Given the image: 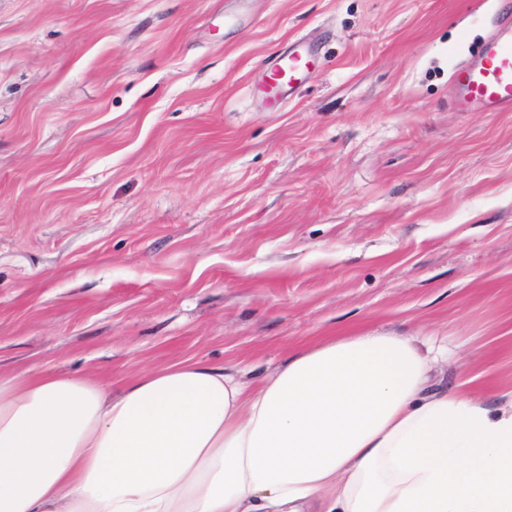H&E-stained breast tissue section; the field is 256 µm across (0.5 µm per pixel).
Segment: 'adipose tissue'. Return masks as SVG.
<instances>
[{"label":"adipose tissue","mask_w":512,"mask_h":512,"mask_svg":"<svg viewBox=\"0 0 512 512\" xmlns=\"http://www.w3.org/2000/svg\"><path fill=\"white\" fill-rule=\"evenodd\" d=\"M447 360L361 333L254 386L193 360L116 390L0 373V512H512V398L431 388Z\"/></svg>","instance_id":"obj_1"}]
</instances>
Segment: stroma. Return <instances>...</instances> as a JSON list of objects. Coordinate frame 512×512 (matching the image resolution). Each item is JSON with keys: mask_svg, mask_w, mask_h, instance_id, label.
<instances>
[{"mask_svg": "<svg viewBox=\"0 0 512 512\" xmlns=\"http://www.w3.org/2000/svg\"><path fill=\"white\" fill-rule=\"evenodd\" d=\"M512 0H0V372L445 336L512 392V112L452 75ZM314 76L262 78L295 41Z\"/></svg>", "mask_w": 512, "mask_h": 512, "instance_id": "1", "label": "stroma"}]
</instances>
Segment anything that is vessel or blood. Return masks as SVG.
Returning <instances> with one entry per match:
<instances>
[{"instance_id":"1","label":"vessel or blood","mask_w":512,"mask_h":512,"mask_svg":"<svg viewBox=\"0 0 512 512\" xmlns=\"http://www.w3.org/2000/svg\"><path fill=\"white\" fill-rule=\"evenodd\" d=\"M307 65L305 52L288 54L271 73L272 88L290 95ZM455 83L460 111L512 112V13L500 18L480 54L457 68Z\"/></svg>"}]
</instances>
